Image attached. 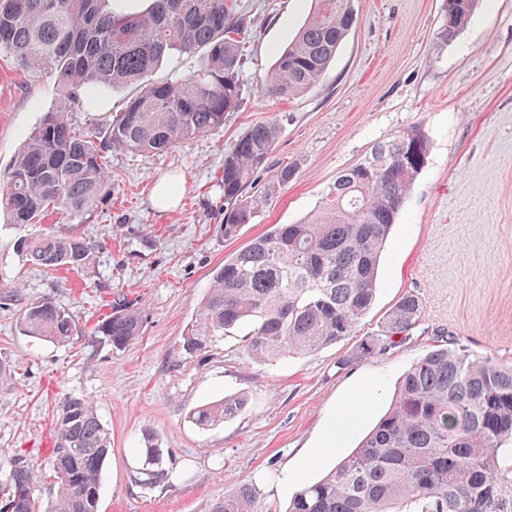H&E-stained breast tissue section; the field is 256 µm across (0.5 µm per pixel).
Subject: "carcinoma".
<instances>
[{
  "mask_svg": "<svg viewBox=\"0 0 512 512\" xmlns=\"http://www.w3.org/2000/svg\"><path fill=\"white\" fill-rule=\"evenodd\" d=\"M319 6L276 59L268 93L290 99L315 86L357 25L352 0ZM477 0H446L453 40ZM250 21L236 0H152L142 14L118 15L111 0H0V51L25 70L56 74L64 99L87 100L102 90L135 85L112 120L79 130L66 108L44 114L0 183V215L10 224H38L61 211L82 217L112 193L106 165L114 150L160 152L224 125L242 103L240 71ZM203 52L197 72L151 78L173 54ZM276 125L258 124L224 153V239L237 236L261 200L246 195L269 159ZM429 139L418 127L376 143L342 170L322 205L297 224H273L231 254L213 275L181 353L193 358L218 337L247 329L248 355L273 362L336 344L355 334L375 297L387 239L413 183L425 167ZM30 261L49 270H77L94 247L81 237L44 235L26 246ZM421 303L408 293L391 307L382 332L366 338L349 364L384 354L410 339ZM144 311L118 299L93 335L122 349L139 338ZM29 336L57 343L76 332L71 316L49 299L30 305L20 322ZM238 394L197 409L201 428L238 414ZM111 448L95 405L66 396L55 419L49 464L57 491L45 512H97L102 464ZM141 482L167 473L155 437H147ZM40 479L18 459L0 512H38ZM212 512H257L252 488L215 504ZM288 512H512V362L472 354L450 335L404 373L388 412L358 447L322 479L301 488Z\"/></svg>",
  "mask_w": 512,
  "mask_h": 512,
  "instance_id": "obj_1",
  "label": "carcinoma"
}]
</instances>
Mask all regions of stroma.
Masks as SVG:
<instances>
[{"mask_svg":"<svg viewBox=\"0 0 512 512\" xmlns=\"http://www.w3.org/2000/svg\"><path fill=\"white\" fill-rule=\"evenodd\" d=\"M253 34L240 81L244 104L222 127L160 153L113 151L112 196L83 217L52 214L38 224L0 220V488L17 458L47 469L53 415L61 398L91 400L111 451L102 472L98 512H211L245 483L260 512H285L296 492L278 480L335 420L356 391L381 395L344 435L334 457L306 475L330 472L386 412L401 375L432 344L436 331L457 336L475 355L512 361V0H479L447 43L444 0H353L358 23L321 80L299 97L268 95L263 79L295 36L315 0H238ZM132 93H100L96 106L69 105L80 128L105 124ZM65 105L54 74L21 70L0 53V177L45 112ZM258 122L279 138L256 191L267 200L237 239L224 240V151ZM411 127L430 141L418 175L381 257L378 291L354 336L276 362L247 356L244 331L218 338L188 359L180 344L214 271L273 224L315 210L337 174L376 142ZM296 170L288 186L279 168ZM167 175L182 185L178 206L151 202ZM73 234L95 246L90 266L49 271L30 264L27 241ZM422 303L409 341L384 355L347 357L380 333L405 293ZM146 312L143 332L116 350L92 334L118 296ZM48 299L65 309L78 333L55 343L25 335L20 318ZM243 393L234 418L203 429L198 407ZM163 451L164 482L145 486L138 470L146 436Z\"/></svg>","mask_w":512,"mask_h":512,"instance_id":"obj_1","label":"stroma"}]
</instances>
